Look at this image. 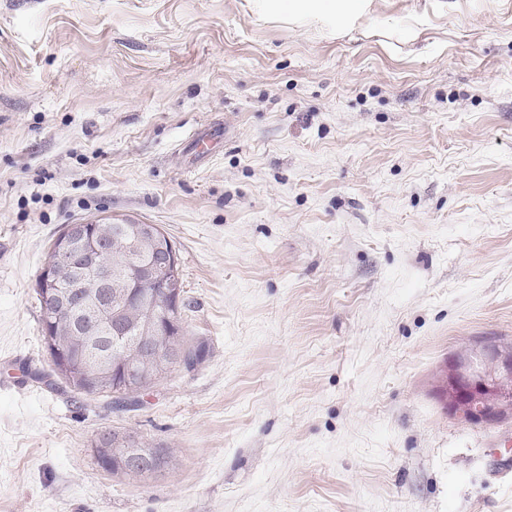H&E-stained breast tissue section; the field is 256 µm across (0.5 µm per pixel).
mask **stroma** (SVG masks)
Listing matches in <instances>:
<instances>
[{
    "label": "stroma",
    "mask_w": 512,
    "mask_h": 512,
    "mask_svg": "<svg viewBox=\"0 0 512 512\" xmlns=\"http://www.w3.org/2000/svg\"><path fill=\"white\" fill-rule=\"evenodd\" d=\"M213 134L207 153L193 138ZM159 225L204 350L134 410L65 387L67 224ZM512 350V0H0V512H512V420L432 395ZM173 458L115 474L110 430ZM293 19L327 16L336 11V28L344 29L362 24L370 13L372 0H273Z\"/></svg>",
    "instance_id": "1"
}]
</instances>
